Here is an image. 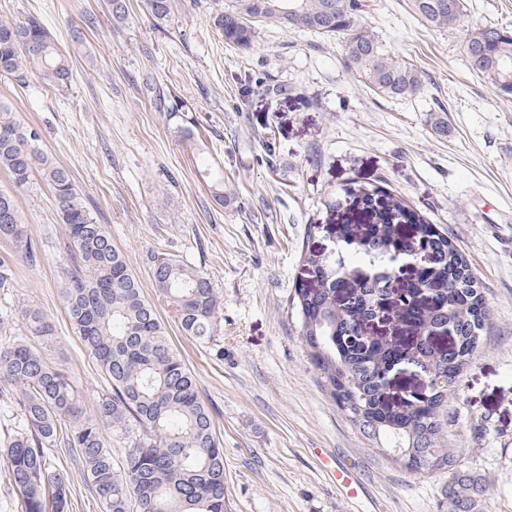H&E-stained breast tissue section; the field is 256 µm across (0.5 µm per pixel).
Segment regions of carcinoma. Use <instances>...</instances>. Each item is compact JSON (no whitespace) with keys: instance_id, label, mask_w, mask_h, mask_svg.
I'll return each instance as SVG.
<instances>
[{"instance_id":"obj_1","label":"carcinoma","mask_w":512,"mask_h":512,"mask_svg":"<svg viewBox=\"0 0 512 512\" xmlns=\"http://www.w3.org/2000/svg\"><path fill=\"white\" fill-rule=\"evenodd\" d=\"M441 0H413L424 22L442 29L460 26L458 12L440 9ZM294 10V22L267 18L284 28L334 36L358 80L377 95L405 99L424 90L421 71L388 50L361 22L358 0H269ZM152 16L168 21L171 0H148ZM258 0L236 5L213 17L224 41L248 49L256 38L253 17ZM463 51L470 68L512 95V32L477 25L464 30ZM43 83L62 87L71 76L68 57L34 18L0 21V76L23 83L30 72ZM0 169L16 186L38 174L50 188L61 223L68 232L70 265L62 272L60 294L73 332L99 363L109 389L94 412L87 413L70 379L26 342L0 346V382L18 398L16 430L0 441L10 482L19 491L23 512H67L70 489L52 469L47 452L62 441L82 462L87 486L102 512H230L224 448L211 412L201 400L194 374L172 346L165 324L146 300L123 254L112 245L69 172L39 145L12 108L0 104ZM402 218L371 225L369 235L350 241L341 236L352 262L369 266L371 276L356 278L346 262L309 251L304 254L309 281L297 285L292 299L300 334L320 371L322 387L347 420L373 447L396 452L405 469L419 477L448 475L442 487L447 512H478L486 481L463 468L448 447L443 403L465 367L482 346L491 310L460 251L448 237L400 198H390ZM0 240L34 258L32 230L22 222L16 199L0 191ZM428 259V280L436 288L430 301L407 306L415 341L385 344L360 336L375 318L381 296L402 293L399 272L376 261L389 259L400 245ZM157 292L171 307L185 336L210 344L219 336L223 303L209 277L167 253L153 257ZM349 296L336 302L341 287ZM24 320L36 336L54 335L41 311L28 309ZM440 381L437 395L409 397L400 405L384 401L383 378L393 362ZM129 439L123 468L112 464L103 428ZM66 430L61 439L58 432Z\"/></svg>"}]
</instances>
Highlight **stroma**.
Returning a JSON list of instances; mask_svg holds the SVG:
<instances>
[{
  "instance_id": "1",
  "label": "stroma",
  "mask_w": 512,
  "mask_h": 512,
  "mask_svg": "<svg viewBox=\"0 0 512 512\" xmlns=\"http://www.w3.org/2000/svg\"><path fill=\"white\" fill-rule=\"evenodd\" d=\"M234 0H173L157 23L147 0L115 22L107 0H0V21L39 20L72 58L68 86L0 77V103L66 168L154 304L194 373L224 448L232 512H440L444 476L418 477L373 449L322 388L290 306L302 254L332 253L339 228L371 218L348 194L377 185L447 233L479 281L492 319L481 352L445 404L448 445L489 491L482 512H512V96L470 69L462 33L422 21L412 0H361V19L425 75L423 94L379 97L335 39L265 20L250 49L225 43L213 16ZM176 93L184 119L160 101ZM444 109L447 134L430 113ZM188 121L194 132L178 131ZM272 137L266 153L264 137ZM207 151L233 202L219 206L197 169ZM32 230L35 258L0 240V344L21 339L76 385L93 410L108 383L73 334L60 296L67 236L40 178L0 170ZM166 252L200 269L224 301L217 345L184 336L154 288ZM40 310L53 340L32 335ZM351 466V499L323 456ZM70 512H101L81 464L48 453Z\"/></svg>"
}]
</instances>
